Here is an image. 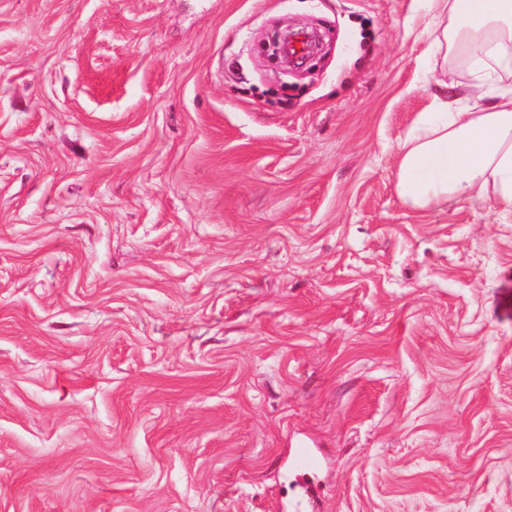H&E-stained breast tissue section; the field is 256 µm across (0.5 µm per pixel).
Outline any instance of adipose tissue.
I'll use <instances>...</instances> for the list:
<instances>
[{
	"label": "adipose tissue",
	"mask_w": 512,
	"mask_h": 512,
	"mask_svg": "<svg viewBox=\"0 0 512 512\" xmlns=\"http://www.w3.org/2000/svg\"><path fill=\"white\" fill-rule=\"evenodd\" d=\"M442 58L469 68L480 101L437 97L402 147L399 197L416 209L456 199L512 215V0H431Z\"/></svg>",
	"instance_id": "ef3b65f1"
}]
</instances>
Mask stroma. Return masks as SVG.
Instances as JSON below:
<instances>
[{"mask_svg": "<svg viewBox=\"0 0 512 512\" xmlns=\"http://www.w3.org/2000/svg\"><path fill=\"white\" fill-rule=\"evenodd\" d=\"M431 15L0 0V512H512V216L396 191ZM295 35L293 31L288 29L277 31L269 37L268 47H273L272 57L278 60L284 67V71L288 72V68L295 66V56L292 54L290 47L295 43Z\"/></svg>", "mask_w": 512, "mask_h": 512, "instance_id": "stroma-1", "label": "stroma"}]
</instances>
